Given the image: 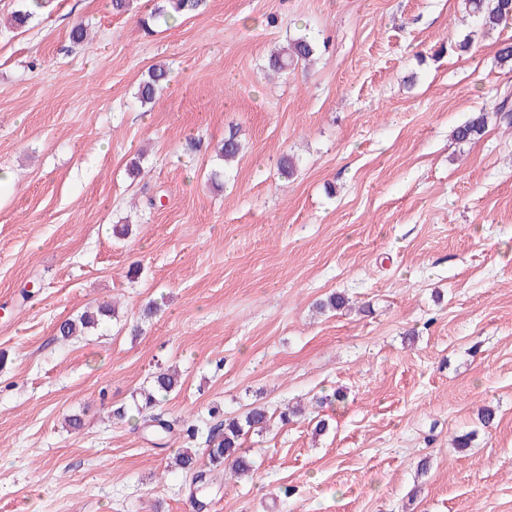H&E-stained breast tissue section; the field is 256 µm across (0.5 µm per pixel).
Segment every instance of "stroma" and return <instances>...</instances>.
Wrapping results in <instances>:
<instances>
[{"mask_svg": "<svg viewBox=\"0 0 512 512\" xmlns=\"http://www.w3.org/2000/svg\"><path fill=\"white\" fill-rule=\"evenodd\" d=\"M168 4L51 0L16 29L31 0H0V512H512V23L474 35L463 0H202L141 26ZM304 34L314 63L267 75ZM335 293L350 308L317 313ZM168 366L167 419L306 414L246 437L252 479L194 492L168 462L204 437L111 416ZM169 70L164 66H155L149 69L147 77L138 87V98L142 104H151L156 98L157 91L168 81ZM485 115L479 114L455 128L453 136L459 143H470L479 139L485 132ZM103 317H111V309L108 306H100L96 311L86 310L74 318L62 321L58 326L59 335L63 339L79 336L85 330L97 327Z\"/></svg>", "mask_w": 512, "mask_h": 512, "instance_id": "35a3bbf8", "label": "stroma"}]
</instances>
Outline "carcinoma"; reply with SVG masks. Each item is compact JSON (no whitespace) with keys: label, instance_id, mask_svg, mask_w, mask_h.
Listing matches in <instances>:
<instances>
[{"label":"carcinoma","instance_id":"cac0c4a2","mask_svg":"<svg viewBox=\"0 0 512 512\" xmlns=\"http://www.w3.org/2000/svg\"><path fill=\"white\" fill-rule=\"evenodd\" d=\"M466 8L476 18L477 26L483 33L494 30L512 20V0H466ZM316 51V43L306 35L293 39L286 50L270 56L268 68L285 74L301 60L309 59ZM169 70L164 66L149 69L147 77L138 87V98L143 104H151L157 91L168 81ZM486 117L483 114L472 117L455 128L453 136L460 143L479 139L485 132ZM241 148L237 131L230 130L224 137L221 153L224 160L234 159ZM111 316V309L100 306L97 310H86L74 318L62 321L58 326L59 335L68 339L93 329L105 317ZM178 385L175 374L159 371L153 376L152 391L142 395L143 401L136 405L142 425L150 429L171 432V425L156 412V407ZM269 422V411L264 406H255L240 418H226L207 431L204 449L207 463L199 465L197 454L185 450L178 454L174 464L186 476L191 485L199 489L213 483L214 477L225 471L234 477H250L255 471V462L249 451L243 448V438L251 431H261Z\"/></svg>","mask_w":512,"mask_h":512}]
</instances>
